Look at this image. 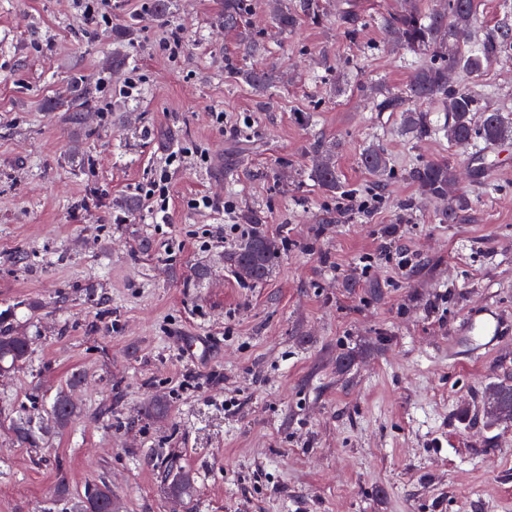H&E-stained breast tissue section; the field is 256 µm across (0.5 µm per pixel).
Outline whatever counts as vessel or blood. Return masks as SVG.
Masks as SVG:
<instances>
[{
	"label": "vessel or blood",
	"mask_w": 512,
	"mask_h": 512,
	"mask_svg": "<svg viewBox=\"0 0 512 512\" xmlns=\"http://www.w3.org/2000/svg\"><path fill=\"white\" fill-rule=\"evenodd\" d=\"M509 333H512V321L507 320L493 305H485L480 312L466 317L450 355L457 362L471 360L480 351L497 348Z\"/></svg>",
	"instance_id": "vessel-or-blood-1"
}]
</instances>
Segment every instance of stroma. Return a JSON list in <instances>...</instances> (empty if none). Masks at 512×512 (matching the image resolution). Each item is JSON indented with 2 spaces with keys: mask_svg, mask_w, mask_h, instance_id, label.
Returning <instances> with one entry per match:
<instances>
[{
  "mask_svg": "<svg viewBox=\"0 0 512 512\" xmlns=\"http://www.w3.org/2000/svg\"><path fill=\"white\" fill-rule=\"evenodd\" d=\"M172 3L159 17L152 0H111L96 36L75 0H0V311L32 338L28 362L0 373V512H71L102 479L120 512H512V420L488 408L493 385L512 381V335L448 361L467 313L490 302L512 319V153L488 147L485 167L377 111L415 56L377 23L347 36L337 0L288 31L250 0L256 59L217 23L222 0ZM175 26L173 57L162 43ZM253 64L277 86L248 85ZM132 67L141 85L127 97ZM76 75L98 81L77 124L49 109ZM452 80L512 118V57ZM317 140L335 145L357 206L339 211L309 179ZM178 144L193 153L155 224L137 187ZM373 146L396 171L378 195L361 164ZM426 159L457 168L471 201L458 223L407 180ZM202 195L217 209L190 208ZM228 201L290 243L253 288L224 262L250 230L226 229ZM61 391L75 404L67 427L20 444L11 420ZM155 400L164 418L144 416ZM159 448L194 474L192 499H172L145 463Z\"/></svg>",
  "mask_w": 512,
  "mask_h": 512,
  "instance_id": "1",
  "label": "stroma"
}]
</instances>
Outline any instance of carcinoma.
Segmentation results:
<instances>
[{
    "instance_id": "1",
    "label": "carcinoma",
    "mask_w": 512,
    "mask_h": 512,
    "mask_svg": "<svg viewBox=\"0 0 512 512\" xmlns=\"http://www.w3.org/2000/svg\"><path fill=\"white\" fill-rule=\"evenodd\" d=\"M273 22L281 29L295 27L299 16L305 15L319 22L318 0H300L297 8L291 9L283 0H269ZM249 6L247 0H224L219 21L224 29L235 33L240 39L245 55L251 57L264 50V44L252 36L247 27ZM478 15L477 0H444L441 9L426 10L419 0H404V4L388 9L377 17V21L391 35L395 44L404 46L414 54H424L427 60L415 73L413 80L398 92L390 93L377 104L381 112H397L404 127L420 138L442 136L455 146L477 145L483 142L495 145L512 137V127L505 124L498 112H485L480 122L473 121L478 111L477 99L466 89L448 81V73L462 69L471 75L481 73L493 60L512 50V23L503 19L497 26L479 31L476 29ZM336 23L351 32L357 30L358 15L353 0H341L336 8ZM245 81L253 88L266 90L274 82L273 76L260 68L242 71ZM94 87L87 78L74 80V94L70 101L57 105L69 113L68 120L77 122L82 114L94 108ZM437 102L444 112V122H433L423 105ZM361 162L375 177L374 186L384 189L393 177L390 160L383 150L371 148L362 154ZM310 177L328 192L345 197L336 172L333 147L319 143L311 151ZM407 179L417 185L420 194L448 200L444 220L455 224L469 209V197L457 189L456 169L447 160H422L407 173ZM238 220L251 226L225 256L227 265L236 269L242 264L251 267L249 275L240 278L241 284L251 288L270 275L281 249L264 231L265 216L259 210L247 209ZM10 313L0 312V370L26 362L32 345L31 337L9 326ZM490 404L504 420L512 419V383L500 382L493 386ZM73 404L65 394L56 396L46 416L30 415L12 423L17 439L24 445L36 447L42 444L44 434L60 430L69 422ZM149 462H158L167 472H175L168 483L171 494L190 496L195 490L193 475L173 465V459L155 451ZM73 512H119L112 498V488L100 481L86 488L85 494L74 506Z\"/></svg>"
}]
</instances>
